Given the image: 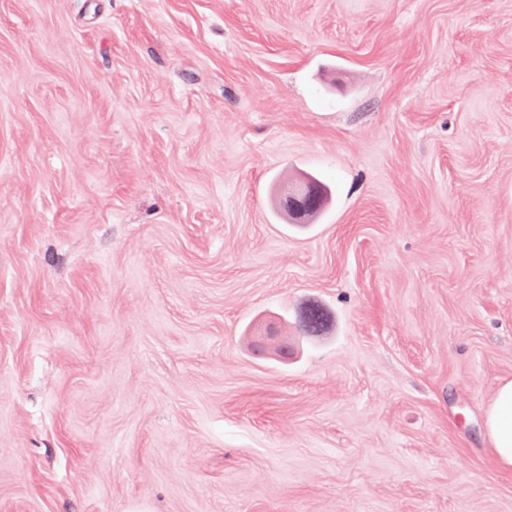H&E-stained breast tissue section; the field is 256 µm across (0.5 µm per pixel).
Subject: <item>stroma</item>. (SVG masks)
I'll list each match as a JSON object with an SVG mask.
<instances>
[{"instance_id": "stroma-1", "label": "stroma", "mask_w": 512, "mask_h": 512, "mask_svg": "<svg viewBox=\"0 0 512 512\" xmlns=\"http://www.w3.org/2000/svg\"><path fill=\"white\" fill-rule=\"evenodd\" d=\"M506 380L512 0H0V512H512ZM323 189L315 179L288 185L283 189L281 202L294 219H302L317 212L323 203ZM484 427L501 469L512 472V381L501 383L484 415Z\"/></svg>"}]
</instances>
